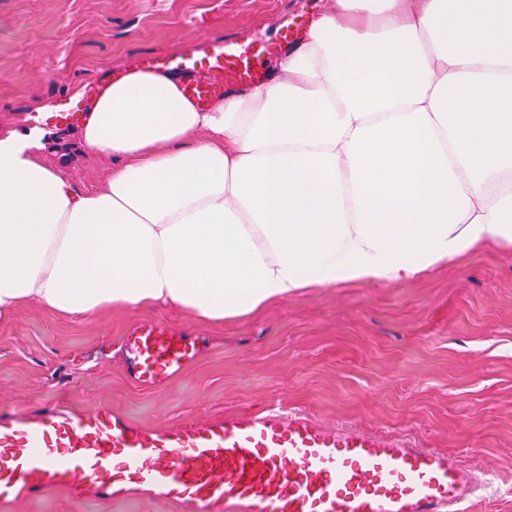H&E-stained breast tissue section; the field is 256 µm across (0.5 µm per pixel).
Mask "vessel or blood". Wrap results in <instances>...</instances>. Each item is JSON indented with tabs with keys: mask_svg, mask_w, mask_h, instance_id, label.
Segmentation results:
<instances>
[{
	"mask_svg": "<svg viewBox=\"0 0 512 512\" xmlns=\"http://www.w3.org/2000/svg\"><path fill=\"white\" fill-rule=\"evenodd\" d=\"M261 51L228 38L193 61L185 94L203 104L227 81L252 82ZM133 376L161 382L196 356L158 323L128 336ZM49 488L116 502L143 498L184 512H466L487 497L451 455L365 431L321 428L300 413L229 415L149 429L111 407L0 413V505Z\"/></svg>",
	"mask_w": 512,
	"mask_h": 512,
	"instance_id": "obj_1",
	"label": "vessel or blood"
}]
</instances>
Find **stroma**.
Masks as SVG:
<instances>
[{"mask_svg": "<svg viewBox=\"0 0 512 512\" xmlns=\"http://www.w3.org/2000/svg\"><path fill=\"white\" fill-rule=\"evenodd\" d=\"M323 0H0V136L44 132L83 188L109 166L52 112L129 64L172 67L232 38L267 64ZM49 104L46 112L38 104ZM158 322L195 359L153 386L130 374L127 331ZM104 404L145 428L284 409L326 429L406 437L495 478L474 512H512V249L408 283L315 288L221 325L157 308L61 317L34 302L0 321V412ZM0 512H182L50 489Z\"/></svg>", "mask_w": 512, "mask_h": 512, "instance_id": "35a3bbf8", "label": "stroma"}]
</instances>
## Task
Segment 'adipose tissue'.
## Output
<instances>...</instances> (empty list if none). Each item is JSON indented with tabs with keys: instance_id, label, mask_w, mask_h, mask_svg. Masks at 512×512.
Segmentation results:
<instances>
[{
	"instance_id": "adipose-tissue-1",
	"label": "adipose tissue",
	"mask_w": 512,
	"mask_h": 512,
	"mask_svg": "<svg viewBox=\"0 0 512 512\" xmlns=\"http://www.w3.org/2000/svg\"><path fill=\"white\" fill-rule=\"evenodd\" d=\"M128 66L80 117L103 189L0 138V317L248 316L512 247V0H326L274 77L198 106Z\"/></svg>"
}]
</instances>
